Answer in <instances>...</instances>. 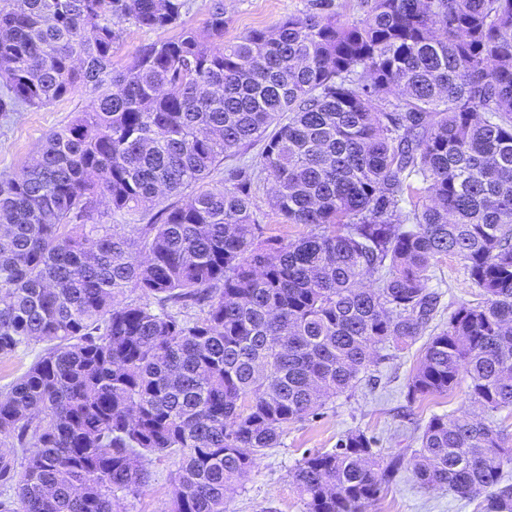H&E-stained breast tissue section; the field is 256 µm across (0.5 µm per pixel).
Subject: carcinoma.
Instances as JSON below:
<instances>
[{"label": "carcinoma", "mask_w": 512, "mask_h": 512, "mask_svg": "<svg viewBox=\"0 0 512 512\" xmlns=\"http://www.w3.org/2000/svg\"><path fill=\"white\" fill-rule=\"evenodd\" d=\"M185 8L0 0V112L92 96L0 179V358L50 343L0 393V443L23 456L0 453L15 491L0 512H114L150 455L178 458L170 512H227L289 424L376 349L424 336L411 396L464 380L480 406L512 407V0H372L355 23L290 15L227 44L218 0L205 30L112 68L117 24L175 27ZM257 142V161L150 224L83 223L102 201L181 195ZM262 179L306 234L264 236ZM442 257L481 300L438 331ZM373 444L350 431L302 459L306 512H373L406 467L512 512V440L493 426L434 415L384 465Z\"/></svg>", "instance_id": "1"}]
</instances>
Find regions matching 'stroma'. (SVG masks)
<instances>
[{
    "label": "stroma",
    "instance_id": "obj_1",
    "mask_svg": "<svg viewBox=\"0 0 512 512\" xmlns=\"http://www.w3.org/2000/svg\"><path fill=\"white\" fill-rule=\"evenodd\" d=\"M371 3L372 0H224V39L235 41L248 29L273 26L288 15L334 13L352 23L366 16ZM121 29L112 54V66L117 70L127 68L142 48L177 36L180 27L149 30L125 22ZM90 104V95L79 93L41 108L0 112V177L29 165L45 135ZM428 285L440 293L441 307L447 313L474 298L462 264L452 258L434 264ZM423 347L419 341L404 350L380 351L352 394L330 398L319 415L289 425L280 444L267 449L256 467L229 489L228 512H305L292 478L296 466L308 454L334 449L339 438L352 430L373 437L375 450L384 461L416 447L417 435L435 415L467 414L478 420L491 417L512 434V416L503 412L488 415L470 398L466 384L441 396L411 397L408 386ZM145 467L149 472L146 487L136 495L118 494L117 512H168L177 472L175 458L155 455ZM376 510L479 512L477 502L460 499L448 489L421 487L409 469L403 470L385 491Z\"/></svg>",
    "mask_w": 512,
    "mask_h": 512
}]
</instances>
